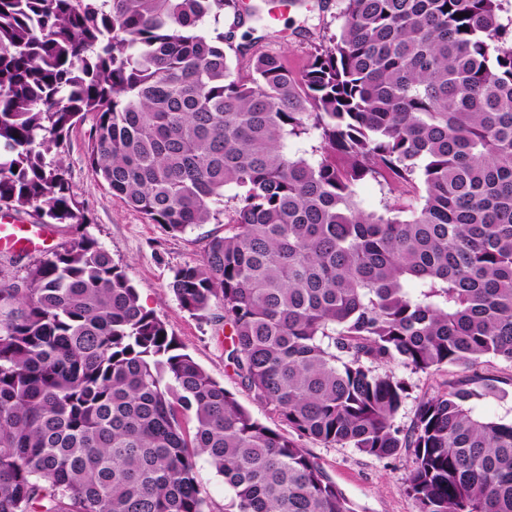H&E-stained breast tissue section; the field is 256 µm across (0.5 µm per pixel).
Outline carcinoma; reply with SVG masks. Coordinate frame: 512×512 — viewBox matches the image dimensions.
Here are the masks:
<instances>
[{"instance_id": "cac0c4a2", "label": "carcinoma", "mask_w": 512, "mask_h": 512, "mask_svg": "<svg viewBox=\"0 0 512 512\" xmlns=\"http://www.w3.org/2000/svg\"><path fill=\"white\" fill-rule=\"evenodd\" d=\"M508 0H339L302 71L204 24L240 0H0V207L87 223L59 148L93 118V172L172 234L222 224L170 284L218 303L245 409L85 233L0 284V512H353L298 443L410 450L418 512H512V422L448 383L396 423L383 367L512 364ZM464 17H459V14ZM373 180L396 194L358 206ZM199 466L201 485L210 504V510L212 512L235 511L231 506L233 494L224 483V478L218 476L203 459L199 461Z\"/></svg>"}]
</instances>
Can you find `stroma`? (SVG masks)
<instances>
[{
	"mask_svg": "<svg viewBox=\"0 0 512 512\" xmlns=\"http://www.w3.org/2000/svg\"><path fill=\"white\" fill-rule=\"evenodd\" d=\"M337 13V0H306L302 7L273 6L271 15L259 23L247 19L234 27L227 22L218 26L209 22L204 31L210 34L218 28L232 32L237 45L264 37L270 49L282 54L289 66L299 71L313 46L322 37L335 33L339 26ZM91 124L88 118L78 122L65 138L60 153L72 191L88 218L83 232L97 239L122 266L137 289L141 304L165 322L181 352L189 354L224 385L255 418L271 428L282 429L277 414L254 400L241 385L226 357L221 306L212 304L206 316H195L180 309L170 289L175 270L200 262L209 236L223 233V225L202 224L183 234H171L112 195L87 163ZM386 370L407 387L396 418L405 431L411 429L423 400L464 375L462 368L452 366L430 373L416 372L398 361L388 364ZM478 371L496 378L497 384L492 390L475 384L476 396L471 401L475 412L492 420L512 421V364L486 358ZM300 444L351 502L354 512H417L404 491L405 478L412 467L411 455L403 453L378 460L350 447L327 448L306 438Z\"/></svg>",
	"mask_w": 512,
	"mask_h": 512,
	"instance_id": "35a3bbf8",
	"label": "stroma"
}]
</instances>
